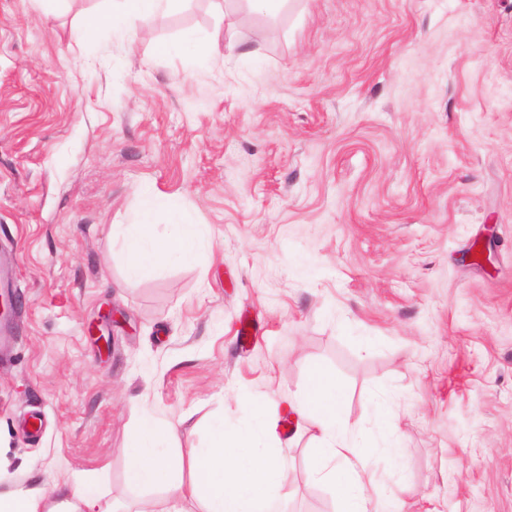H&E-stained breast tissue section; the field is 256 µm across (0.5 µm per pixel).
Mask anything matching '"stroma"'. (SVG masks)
<instances>
[{
    "instance_id": "35a3bbf8",
    "label": "stroma",
    "mask_w": 512,
    "mask_h": 512,
    "mask_svg": "<svg viewBox=\"0 0 512 512\" xmlns=\"http://www.w3.org/2000/svg\"><path fill=\"white\" fill-rule=\"evenodd\" d=\"M100 0H0V483L125 480L143 416L189 457L279 420V512H338L289 400L312 369L404 512H512V0H186L125 38ZM243 56L162 55L186 32ZM205 225L126 275L144 193ZM249 325L250 338L238 331Z\"/></svg>"
}]
</instances>
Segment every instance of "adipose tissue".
Listing matches in <instances>:
<instances>
[{
	"label": "adipose tissue",
	"mask_w": 512,
	"mask_h": 512,
	"mask_svg": "<svg viewBox=\"0 0 512 512\" xmlns=\"http://www.w3.org/2000/svg\"><path fill=\"white\" fill-rule=\"evenodd\" d=\"M184 0H109L103 13L85 17L81 34L106 27L128 36L136 22L182 6ZM172 226L169 237L154 233L158 224ZM206 231L203 225L186 221L174 209H161L152 195H145L137 224L124 236L122 252L127 273L134 278L148 275L167 260L189 263L196 259ZM296 411L313 421L314 481L335 489L341 512H401L394 498H373V453L361 432L349 431L342 423V391L335 378L323 369H313ZM165 430L152 418H144L131 445L127 477L140 488L164 487L171 506L180 512V500L192 497L204 512H273L287 491L279 476L281 462L265 453L263 428L227 435L223 421L209 428L207 447L189 463L170 461L159 447ZM96 497L68 482L42 483L34 488L0 489V512H97Z\"/></svg>",
	"instance_id": "obj_1"
}]
</instances>
